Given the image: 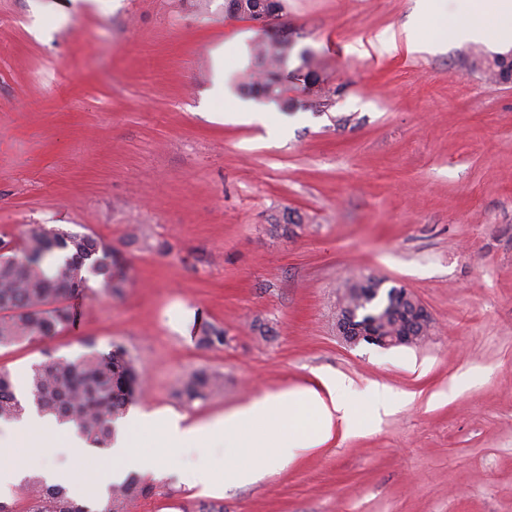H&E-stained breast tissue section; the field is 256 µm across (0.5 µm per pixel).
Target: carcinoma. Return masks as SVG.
I'll list each match as a JSON object with an SVG mask.
<instances>
[{"label": "carcinoma", "mask_w": 512, "mask_h": 512, "mask_svg": "<svg viewBox=\"0 0 512 512\" xmlns=\"http://www.w3.org/2000/svg\"><path fill=\"white\" fill-rule=\"evenodd\" d=\"M288 39L273 33L254 48L255 70L241 77L238 87L254 96L274 101L283 109L294 107L285 96L280 71L288 63ZM297 68L302 91L316 103L329 99L324 80L313 67L311 51L299 54ZM509 60L497 56L478 67L495 78H506ZM101 278L103 291L119 295L126 276L112 249L87 234L30 226L25 232L22 256L0 260V347L26 339H52L74 324L66 302L84 292L90 277ZM381 281L371 277L348 285L341 304L363 320H374L388 333H402L406 302L380 292ZM202 347L224 344V330L207 327L196 337ZM139 388L137 361L130 351L115 344L109 351L89 348L74 360L47 355L32 366L27 379V397L17 396L12 377L0 372V421H16L28 401L62 425H71L90 446L107 450L117 436L116 421ZM224 390V375L196 370L180 380L179 399L192 402ZM23 512H131L135 500L149 487L130 475L109 487L107 496L93 510L72 498L63 486L48 485L39 476L23 484Z\"/></svg>", "instance_id": "cac0c4a2"}]
</instances>
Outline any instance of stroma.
Returning a JSON list of instances; mask_svg holds the SVG:
<instances>
[{"label":"stroma","mask_w":512,"mask_h":512,"mask_svg":"<svg viewBox=\"0 0 512 512\" xmlns=\"http://www.w3.org/2000/svg\"><path fill=\"white\" fill-rule=\"evenodd\" d=\"M280 4L332 93L285 79L298 106L250 122L224 93L263 31L224 0H0V239L18 254L33 224L86 233L127 278L118 297L91 280L73 329L1 347L0 369L20 385L46 354L118 343L142 379L129 413L191 423L327 374L411 397L241 486L218 469L200 491L193 469L225 450L182 449L132 512H512V83L473 67L480 43L368 48L415 0ZM289 213L300 228L270 235ZM368 276L426 307L422 345L337 336L345 284ZM205 323L224 344H196ZM198 369L224 391L183 403ZM25 463L68 472L81 501L123 465L64 433Z\"/></svg>","instance_id":"obj_1"}]
</instances>
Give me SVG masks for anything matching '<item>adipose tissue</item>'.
<instances>
[{"mask_svg": "<svg viewBox=\"0 0 512 512\" xmlns=\"http://www.w3.org/2000/svg\"><path fill=\"white\" fill-rule=\"evenodd\" d=\"M445 12V0H416L415 21L405 30L408 52L427 50L447 39L512 44V0H466L448 29H434ZM396 406L393 390L372 383L366 393L353 390L346 379L321 378L319 384L280 390L205 423H185L179 416L135 413L132 428L147 432L155 447L166 452L180 448L225 445L232 454L224 466V480L240 483L268 466H286L301 452L329 441L335 427L350 432L362 413L371 417Z\"/></svg>", "mask_w": 512, "mask_h": 512, "instance_id": "adipose-tissue-1", "label": "adipose tissue"}]
</instances>
